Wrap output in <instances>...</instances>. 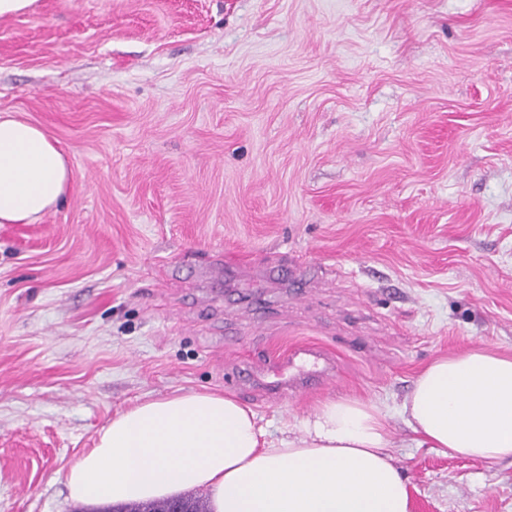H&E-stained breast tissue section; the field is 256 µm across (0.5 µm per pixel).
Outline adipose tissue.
<instances>
[{
  "label": "adipose tissue",
  "mask_w": 512,
  "mask_h": 512,
  "mask_svg": "<svg viewBox=\"0 0 512 512\" xmlns=\"http://www.w3.org/2000/svg\"><path fill=\"white\" fill-rule=\"evenodd\" d=\"M57 142L0 113V224H35L66 199ZM401 413L419 444L486 462L512 459V356L474 348L429 364ZM388 411L341 397L268 441L255 412L218 393L188 391L136 404L63 475L84 503L171 498L191 488L213 512H411L388 448Z\"/></svg>",
  "instance_id": "ef3b65f1"
}]
</instances>
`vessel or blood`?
I'll use <instances>...</instances> for the list:
<instances>
[{
    "mask_svg": "<svg viewBox=\"0 0 512 512\" xmlns=\"http://www.w3.org/2000/svg\"><path fill=\"white\" fill-rule=\"evenodd\" d=\"M335 363L323 349L307 345L290 349L275 355L266 372L272 375V386L279 393L293 395L311 391L330 381Z\"/></svg>",
    "mask_w": 512,
    "mask_h": 512,
    "instance_id": "b4317fda",
    "label": "vessel or blood"
}]
</instances>
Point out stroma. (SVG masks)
<instances>
[{
  "mask_svg": "<svg viewBox=\"0 0 512 512\" xmlns=\"http://www.w3.org/2000/svg\"><path fill=\"white\" fill-rule=\"evenodd\" d=\"M0 112L71 172L0 224V512H101L55 472L188 390L271 439L384 402L411 512H512L511 459L400 413L434 359L512 353V0H38L0 18ZM300 343L334 382L227 376Z\"/></svg>",
  "mask_w": 512,
  "mask_h": 512,
  "instance_id": "1",
  "label": "stroma"
}]
</instances>
